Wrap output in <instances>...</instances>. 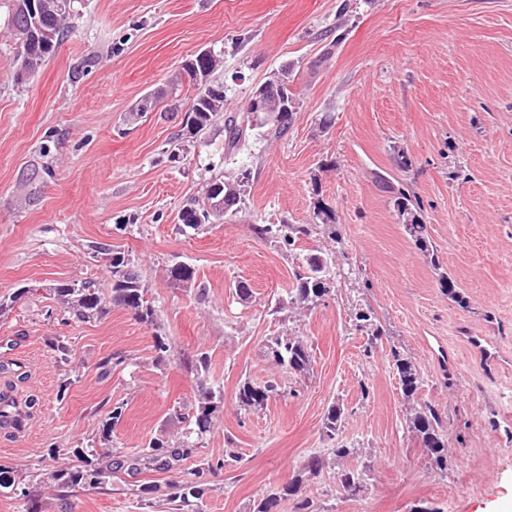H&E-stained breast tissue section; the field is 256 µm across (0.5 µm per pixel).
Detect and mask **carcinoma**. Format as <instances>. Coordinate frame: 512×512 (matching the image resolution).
<instances>
[{"label": "carcinoma", "instance_id": "obj_1", "mask_svg": "<svg viewBox=\"0 0 512 512\" xmlns=\"http://www.w3.org/2000/svg\"><path fill=\"white\" fill-rule=\"evenodd\" d=\"M75 3L76 0H39L40 7L34 13L30 9L28 0L3 2L8 9L12 35L21 44L20 67L24 68L29 76L36 75L68 37L71 31L70 20L75 13ZM221 63V54L215 51L208 55L198 52L184 61L182 75L188 77L195 88V94L185 113L182 128L175 134L176 145L169 155L171 160L179 159L181 153L185 152V144L206 135L220 120L223 121L224 148L227 152L239 149L249 130L262 129L272 124L275 126V132L282 134L290 126L293 114L296 112L295 94L289 86L290 70L284 69L265 82L266 98L271 102L286 99L289 106L281 120L271 122L264 112L244 111L231 114L224 112V82L215 78ZM157 101L156 95L143 96L131 109L129 120L136 121L144 114L154 111ZM250 180H252V172L248 168L240 170L237 175L228 180L222 176L210 179L205 184L202 196L191 199L183 206L179 214L180 225L185 229L199 231L217 219L235 216L245 205V188ZM384 185L387 192L391 193L398 223L403 225L405 233L414 246L429 259L433 268L439 271L438 283L448 291V298L456 302L460 301L455 280L442 270L438 256L434 253L420 201L410 195L409 191L387 180L384 181ZM316 227L329 230L334 237L338 236L335 210L319 202L313 210L311 224H259L256 231L263 237L281 236L284 242L293 246L300 237L310 235ZM90 249L98 255L106 256L112 277V304L128 310L143 323L156 325L157 310L150 300L146 299V290L142 288L137 271L130 268L128 256L104 243L93 242ZM330 262L331 258L321 252L307 256L302 271L295 274V285L288 293L289 303L307 307L322 300L327 294L323 278L329 274ZM168 278L188 288L196 283L197 275L194 268L180 262L169 267ZM53 292L68 305V309L72 310L73 315L79 320L91 319L104 313L106 298L99 284L93 279L78 283H58L53 288ZM355 320L356 328L366 332L368 340L373 341L379 338L380 328L372 309H359L355 313ZM46 346L56 360L62 363L68 361L71 348L65 339L59 336L51 337L46 340ZM267 353L291 374L303 376L310 370L312 355L305 336H275L268 340ZM390 355L398 375L403 399L413 402L408 418V428L426 449L433 464L445 471L448 469V439L444 434L441 413L434 405L417 399L422 378L413 361L396 347L390 348ZM277 393L278 384L275 382L267 381L261 385L246 380L239 385L236 398L239 405L245 408H260ZM221 399L222 395L207 388L202 389L200 401L192 407L191 413L196 434L203 435L210 431L212 419L218 411V402ZM343 415L342 405L334 403L329 406L323 418V429L329 438H336V431ZM122 416L123 407L116 406L112 409L111 416L102 426L105 447L100 449L98 456L102 458L112 456V445H110L112 428L120 422ZM189 451L188 447L171 448L164 442L155 440L150 442L141 454L120 456L112 460L111 465L115 471L138 470L144 463L155 469L164 470L181 461ZM73 454L81 458L82 466L59 471L55 475L56 480L67 489L94 484V479L101 475V470H88L93 460L89 457H81V452L78 450L73 451ZM364 476L365 472L352 469H344L337 473L341 487L353 495L361 491ZM302 481L301 477L293 479L283 485L280 492L253 502L250 512H276L280 499L298 496ZM140 492L148 496L160 495L186 508L196 506L197 500L200 499L197 487L188 480L164 485L150 484L140 487Z\"/></svg>", "mask_w": 512, "mask_h": 512}]
</instances>
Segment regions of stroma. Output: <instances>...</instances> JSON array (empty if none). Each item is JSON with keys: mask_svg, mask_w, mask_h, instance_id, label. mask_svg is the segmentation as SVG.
<instances>
[{"mask_svg": "<svg viewBox=\"0 0 512 512\" xmlns=\"http://www.w3.org/2000/svg\"><path fill=\"white\" fill-rule=\"evenodd\" d=\"M77 11L52 59L18 85L17 43L0 8V361L14 365L0 387L37 400L27 431L0 429V463L28 490L0 489V512H176L138 488L193 471L200 512H248L337 441L354 454L327 457L300 489L319 512H512V0H79ZM209 48L224 53L225 111L287 68L297 112L284 134L254 132L230 154L214 127L174 163L167 150L192 94L177 73ZM148 93L155 111L128 122ZM401 151L410 170L396 165ZM44 163L55 176L32 204L21 174ZM243 167L254 181L236 218L177 230L180 209L211 177ZM384 177L420 199L460 301L398 224ZM318 202L335 209L339 241L317 232L288 246L255 231L311 223ZM93 242L129 255L159 327L112 304L88 321L67 318L54 284L111 287ZM315 250L334 257L330 294L273 313ZM177 261L195 268L196 286L169 280ZM360 308L380 321L376 345L355 327ZM159 332L171 340L162 360ZM293 332L310 345L305 378L266 353L270 337ZM52 336L68 341L67 364L48 351ZM393 347L418 367L419 399L444 418L447 471L408 429ZM202 355L206 366L191 371ZM109 358L116 364L101 375ZM247 379L277 381L282 393L241 409ZM204 387L224 407L192 439L177 411ZM335 401L345 415L331 440L322 422ZM118 405L114 450L189 440L191 453L169 471L60 488L55 473L74 464L73 449L100 448ZM229 447L239 460L227 466ZM346 468L367 474L357 495L336 478Z\"/></svg>", "mask_w": 512, "mask_h": 512, "instance_id": "stroma-1", "label": "stroma"}]
</instances>
